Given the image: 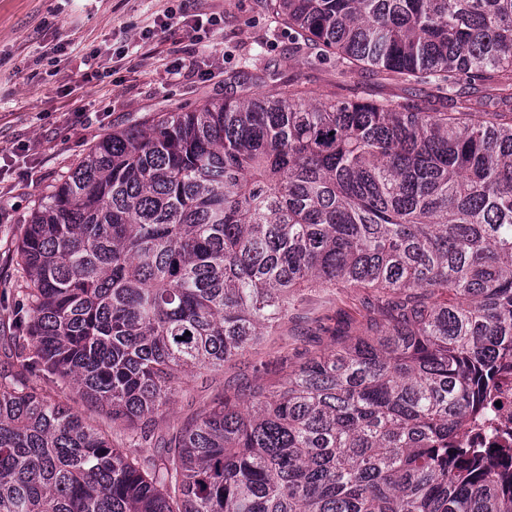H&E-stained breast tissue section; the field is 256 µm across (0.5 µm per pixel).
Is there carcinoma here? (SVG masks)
<instances>
[{
    "instance_id": "1",
    "label": "carcinoma",
    "mask_w": 512,
    "mask_h": 512,
    "mask_svg": "<svg viewBox=\"0 0 512 512\" xmlns=\"http://www.w3.org/2000/svg\"><path fill=\"white\" fill-rule=\"evenodd\" d=\"M293 45L451 102L264 94L103 137L18 241L23 373L0 378V512H512L474 433L512 370V0H266ZM508 94L474 102L461 87ZM371 288L374 334L226 394L139 459L28 376L148 420L177 374L261 343L311 287Z\"/></svg>"
}]
</instances>
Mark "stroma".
Returning a JSON list of instances; mask_svg holds the SVG:
<instances>
[{
	"label": "stroma",
	"instance_id": "35a3bbf8",
	"mask_svg": "<svg viewBox=\"0 0 512 512\" xmlns=\"http://www.w3.org/2000/svg\"><path fill=\"white\" fill-rule=\"evenodd\" d=\"M222 16L219 29L194 40L182 23L153 35L155 21L179 11L180 0H0V372L19 365L13 355L9 309L21 300L13 260L16 240L61 176L101 138L164 112H188L223 101L226 72L250 65L272 68L298 83L305 101L349 94L336 62L312 63L293 52L287 32L273 23L264 0H196ZM59 52H52V45ZM181 75L170 76L175 64ZM364 98H433L434 88L361 71ZM364 288H312L298 294L288 317L265 340L225 363L173 382L172 403L130 433L101 408L79 398L51 375L33 377L40 392L68 398L85 422L115 447L140 458L208 410L224 392L278 383L282 358L304 361L337 345L335 335L373 333L384 318L367 307Z\"/></svg>",
	"mask_w": 512,
	"mask_h": 512
}]
</instances>
